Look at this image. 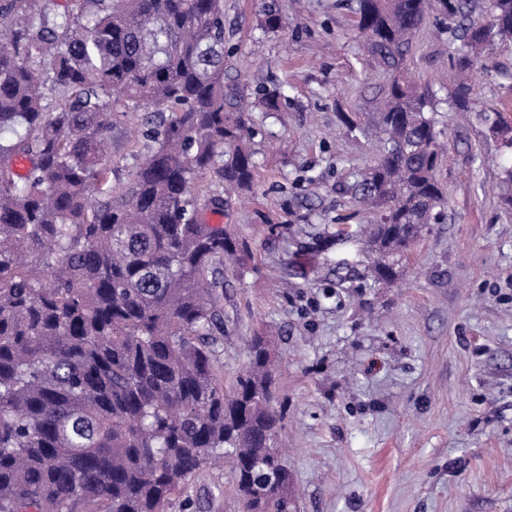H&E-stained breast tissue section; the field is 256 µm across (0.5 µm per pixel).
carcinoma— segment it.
I'll return each mask as SVG.
<instances>
[{"instance_id": "1", "label": "carcinoma", "mask_w": 512, "mask_h": 512, "mask_svg": "<svg viewBox=\"0 0 512 512\" xmlns=\"http://www.w3.org/2000/svg\"><path fill=\"white\" fill-rule=\"evenodd\" d=\"M388 75L373 163L339 192L372 214L374 281L443 217L445 151L406 58L430 9L458 15L457 110L512 41V0H357ZM51 87L56 97L47 100ZM224 91V0H0V512H166L227 459L238 512H296L275 446L271 340L224 386V263L246 247L209 215L252 189V108ZM146 106L150 146L112 186L118 112ZM30 163L21 175L16 165Z\"/></svg>"}]
</instances>
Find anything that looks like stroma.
<instances>
[{
	"mask_svg": "<svg viewBox=\"0 0 512 512\" xmlns=\"http://www.w3.org/2000/svg\"><path fill=\"white\" fill-rule=\"evenodd\" d=\"M281 28L263 33L264 10ZM454 16L431 11L407 65L436 101L448 138L440 177L446 218L373 283L360 237L337 236L369 214L337 184L364 171L370 141L339 115L371 122L387 76L368 57L356 0H224L227 87L285 86L276 112H253L252 190L223 221L247 241L224 295L225 378L247 364L254 332L278 337L277 437L297 512H512V151L478 122L512 120V43L472 79V108L448 105ZM146 115L118 114L116 172L147 150ZM228 466L193 476L168 512H236Z\"/></svg>",
	"mask_w": 512,
	"mask_h": 512,
	"instance_id": "stroma-1",
	"label": "stroma"
}]
</instances>
